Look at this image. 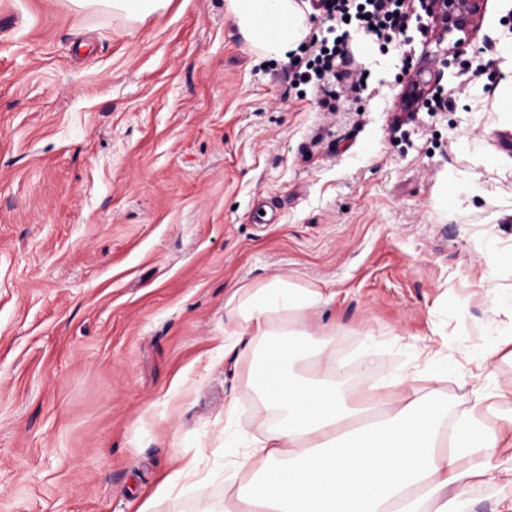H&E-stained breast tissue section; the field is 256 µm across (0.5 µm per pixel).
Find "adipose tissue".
<instances>
[{
    "label": "adipose tissue",
    "instance_id": "ef3b65f1",
    "mask_svg": "<svg viewBox=\"0 0 512 512\" xmlns=\"http://www.w3.org/2000/svg\"><path fill=\"white\" fill-rule=\"evenodd\" d=\"M229 8L267 57H287L308 31L297 0H229ZM333 299L281 277L230 296L224 351L261 349L247 382L271 418L236 466L251 474L247 488L226 478L224 512H461V496L497 480L500 457L512 451V412L493 407L512 390L487 383L448 433L435 391L409 378L351 398L335 382L343 370L335 325L310 321Z\"/></svg>",
    "mask_w": 512,
    "mask_h": 512
}]
</instances>
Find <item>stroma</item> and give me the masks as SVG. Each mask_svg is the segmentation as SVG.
I'll return each instance as SVG.
<instances>
[{"mask_svg":"<svg viewBox=\"0 0 512 512\" xmlns=\"http://www.w3.org/2000/svg\"><path fill=\"white\" fill-rule=\"evenodd\" d=\"M435 33L350 29L369 78L324 94L260 58L227 0L141 23L0 0V512L223 502L224 405L240 451L264 418L246 361L217 353L224 305L276 276L335 289L313 320L372 332L370 377L448 368L449 417L487 378L512 388L491 311L512 303V0L436 81ZM415 80L446 109L403 111Z\"/></svg>","mask_w":512,"mask_h":512,"instance_id":"obj_1","label":"stroma"}]
</instances>
